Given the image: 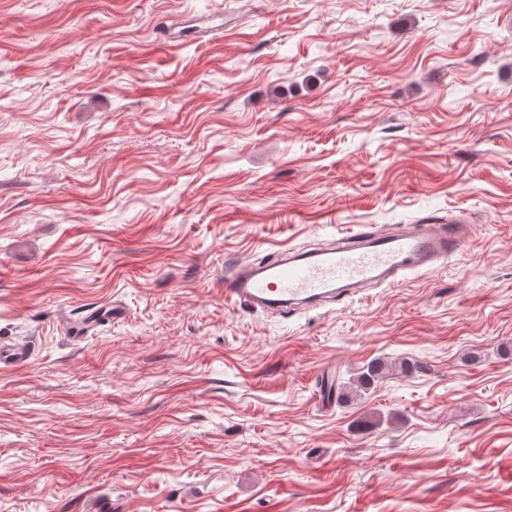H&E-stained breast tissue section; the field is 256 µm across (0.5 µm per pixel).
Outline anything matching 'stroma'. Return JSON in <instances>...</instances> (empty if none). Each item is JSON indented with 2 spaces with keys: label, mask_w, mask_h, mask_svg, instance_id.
Segmentation results:
<instances>
[{
  "label": "stroma",
  "mask_w": 512,
  "mask_h": 512,
  "mask_svg": "<svg viewBox=\"0 0 512 512\" xmlns=\"http://www.w3.org/2000/svg\"><path fill=\"white\" fill-rule=\"evenodd\" d=\"M451 216L433 271L224 303ZM0 341V512H512V0H0ZM460 217L394 231L367 225L326 247L279 251L270 259L233 261L224 272V303L258 311L288 306L309 312L366 288L400 282L408 271L446 265L468 238ZM33 355V348L28 342L0 343V364L3 366L16 367L30 360ZM388 365L384 360L372 362L367 365L366 371L360 372L356 378L349 382V385H336V400L349 397L350 394L361 396L385 374Z\"/></svg>",
  "instance_id": "35a3bbf8"
}]
</instances>
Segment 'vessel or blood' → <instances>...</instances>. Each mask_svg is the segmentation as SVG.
Listing matches in <instances>:
<instances>
[{"instance_id":"vessel-or-blood-1","label":"vessel or blood","mask_w":512,"mask_h":512,"mask_svg":"<svg viewBox=\"0 0 512 512\" xmlns=\"http://www.w3.org/2000/svg\"><path fill=\"white\" fill-rule=\"evenodd\" d=\"M467 238L468 226L459 217L394 231L367 225L320 249H288L269 259L233 262L224 272V303L255 311L289 306L309 312L336 298L398 283L406 272L446 265ZM32 355L29 343H0L1 365L16 367Z\"/></svg>"}]
</instances>
